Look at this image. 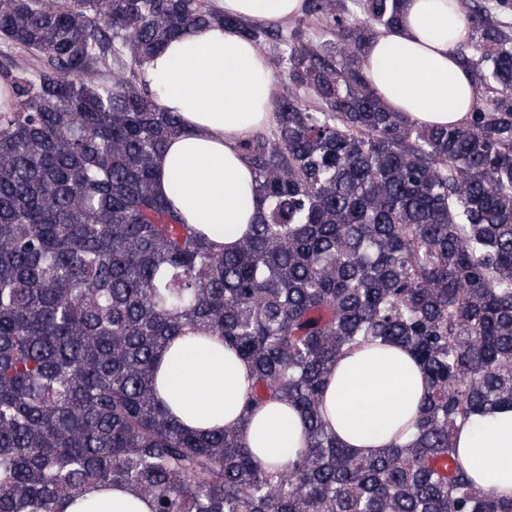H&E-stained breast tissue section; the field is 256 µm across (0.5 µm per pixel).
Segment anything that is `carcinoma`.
I'll list each match as a JSON object with an SVG mask.
<instances>
[{"instance_id":"1","label":"carcinoma","mask_w":512,"mask_h":512,"mask_svg":"<svg viewBox=\"0 0 512 512\" xmlns=\"http://www.w3.org/2000/svg\"><path fill=\"white\" fill-rule=\"evenodd\" d=\"M462 2L484 101L434 127L362 68L402 0H306L320 43L213 0H0V512H63L94 486L153 512H512L455 448L473 415L512 406V40ZM219 23L274 44L290 81L243 145L267 207L230 249L213 239L232 229L155 192L181 128L140 84L163 43ZM188 331L253 377L237 425L206 436L156 390ZM376 342L407 350L427 392L407 443L361 456L322 398L336 359ZM271 401L299 411L307 447L265 468L244 433Z\"/></svg>"}]
</instances>
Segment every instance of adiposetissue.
<instances>
[{
  "mask_svg": "<svg viewBox=\"0 0 512 512\" xmlns=\"http://www.w3.org/2000/svg\"><path fill=\"white\" fill-rule=\"evenodd\" d=\"M225 15L265 26L301 15L305 0H216ZM471 26L457 0H403L402 20L379 29L364 48L368 81L384 105L428 126L465 124L480 95L458 53ZM141 85L161 111L177 113L182 131L156 160L154 188L189 224L233 228L242 237L263 200L243 142L266 129L276 95L273 71L256 43L234 26L191 29L146 63ZM182 182L173 193L174 182ZM217 341L184 336L163 351L160 398L201 434L234 426L251 389L248 366ZM426 392L420 368L402 348L364 346L344 353L327 379L323 410L346 447L370 455L406 442ZM245 439L263 465H280L305 447L299 412L270 402L253 416ZM460 459L476 484L512 497V408L472 416L458 432ZM64 512H151L133 489L92 488Z\"/></svg>",
  "mask_w": 512,
  "mask_h": 512,
  "instance_id": "1",
  "label": "adipose tissue"
}]
</instances>
